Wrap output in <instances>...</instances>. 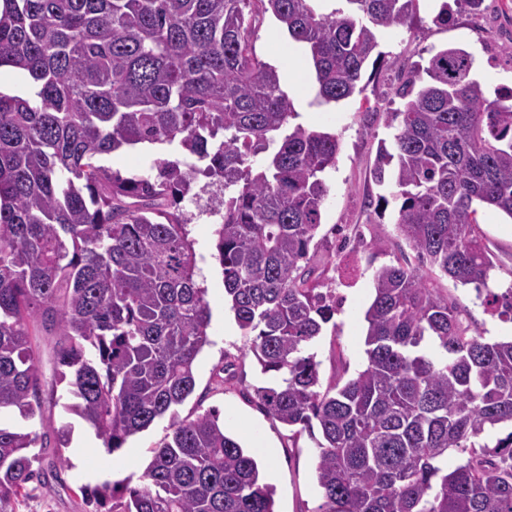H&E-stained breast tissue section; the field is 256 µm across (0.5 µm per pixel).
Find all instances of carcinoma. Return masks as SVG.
Masks as SVG:
<instances>
[{"mask_svg":"<svg viewBox=\"0 0 512 512\" xmlns=\"http://www.w3.org/2000/svg\"><path fill=\"white\" fill-rule=\"evenodd\" d=\"M3 0L0 67L32 98L0 93V512L33 481L44 436L24 423L58 404L64 382L109 452L171 415L138 488L110 512H276L256 458L211 411L178 418L210 343L180 203L201 174L233 190L215 230L224 298L255 333L275 383L255 389L288 427L318 424L320 512H512V339L487 340L435 288L471 285L512 319L477 208L512 218V88L489 97L472 58L446 48L416 63L385 115L370 175L401 200L398 234L416 263L376 268L364 319L366 365L320 390L308 352L336 312L314 277L311 243L329 196L336 134L298 117L275 67L254 49L270 14L314 71L316 99L362 91L382 29L409 25L416 0ZM178 144L203 166L162 160L123 175L101 158ZM267 154L263 167L253 157ZM54 336L46 384L33 336ZM453 451L467 460L448 466ZM0 81L1 92L3 94L18 95L22 97L33 96L34 92L30 79L23 73L11 67H2Z\"/></svg>","mask_w":512,"mask_h":512,"instance_id":"carcinoma-1","label":"carcinoma"}]
</instances>
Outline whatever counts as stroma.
I'll list each match as a JSON object with an SVG mask.
<instances>
[{
    "label": "stroma",
    "instance_id": "stroma-1",
    "mask_svg": "<svg viewBox=\"0 0 512 512\" xmlns=\"http://www.w3.org/2000/svg\"><path fill=\"white\" fill-rule=\"evenodd\" d=\"M434 15L431 0H418L411 27L383 32L382 57L366 65L363 92L335 106L315 105L316 87L307 62L291 51L277 22L267 16L258 26L255 52L282 76L294 100L298 123L327 129L340 141L336 166L326 174L330 194L313 248V262L324 287L337 297L335 315L310 347L326 388L345 382L365 363L364 313L373 297L375 268L411 252L395 228L399 201L378 205L383 189L369 175L380 141L393 134L385 125V114L400 104L396 89L402 75L439 50L460 48L471 55L476 77L487 93L512 87V0H483L479 11L456 13L445 27L433 24ZM177 154L173 147L148 154L124 148L104 156L103 163L124 174L147 175L154 173L158 160ZM197 183L201 193L185 198L182 208L192 217L190 238L211 310L210 343L196 360V389L179 406L178 416L192 418L214 410L244 447L252 449L260 442L273 447L275 462L264 461L260 467L275 490L277 512H318L323 498L315 475V440L309 431L273 419L254 395V386L262 384L264 377L250 350L251 336L238 327L224 298L216 226L208 215L211 193L204 188L205 178H198ZM477 219L494 262L489 286L504 293L512 287V218L482 208ZM439 290L457 303L461 321L471 330L497 339L512 328V320L488 312L472 288L443 277ZM228 363L233 369L230 375H222ZM57 395L59 405L46 408L43 420L33 421L32 427L49 434L62 423H70V443L61 450L41 449L40 465L47 483L19 498L14 512H107L106 507L84 504L81 487L93 488L105 481L123 489L140 486L151 450L168 434L170 420H156L131 437L124 448L110 453L81 418L63 411V403L70 400L65 385H58Z\"/></svg>",
    "mask_w": 512,
    "mask_h": 512
}]
</instances>
